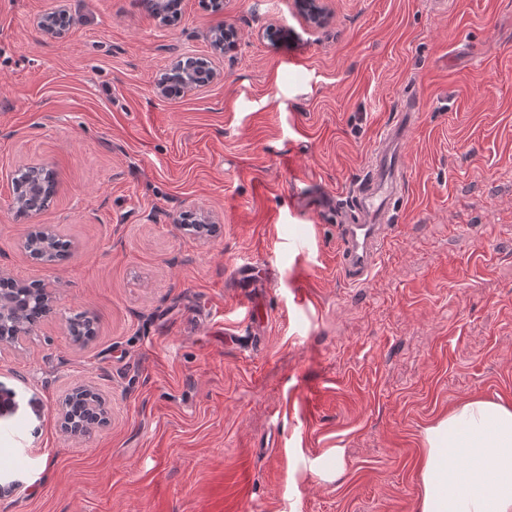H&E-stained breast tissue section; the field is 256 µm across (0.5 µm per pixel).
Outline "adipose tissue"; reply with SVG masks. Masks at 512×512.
I'll use <instances>...</instances> for the list:
<instances>
[{
	"label": "adipose tissue",
	"instance_id": "ef3b65f1",
	"mask_svg": "<svg viewBox=\"0 0 512 512\" xmlns=\"http://www.w3.org/2000/svg\"><path fill=\"white\" fill-rule=\"evenodd\" d=\"M419 512H512V402L463 400L424 433Z\"/></svg>",
	"mask_w": 512,
	"mask_h": 512
}]
</instances>
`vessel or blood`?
<instances>
[{
  "label": "vessel or blood",
  "instance_id": "obj_1",
  "mask_svg": "<svg viewBox=\"0 0 512 512\" xmlns=\"http://www.w3.org/2000/svg\"><path fill=\"white\" fill-rule=\"evenodd\" d=\"M420 118L419 103L406 102L376 142L354 203L355 219L338 226L339 269L352 283L364 281L380 260L397 220L396 203L404 193L405 137Z\"/></svg>",
  "mask_w": 512,
  "mask_h": 512
}]
</instances>
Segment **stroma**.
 I'll return each instance as SVG.
<instances>
[{
	"instance_id": "stroma-1",
	"label": "stroma",
	"mask_w": 512,
	"mask_h": 512,
	"mask_svg": "<svg viewBox=\"0 0 512 512\" xmlns=\"http://www.w3.org/2000/svg\"><path fill=\"white\" fill-rule=\"evenodd\" d=\"M58 5L0 0V269L57 289L0 349V512H418L426 427L512 401V0H327L322 28L294 0H182L169 25L68 0L51 39ZM225 22L222 80L159 96ZM409 97L397 224L355 285L317 196L350 202ZM45 163L56 196L15 220L14 176ZM204 217L217 236L188 228ZM37 223L65 260L23 251ZM77 383L110 422L70 438ZM70 13L66 9H59L40 17L37 21L38 29L48 37H60L70 25ZM85 389L89 395L87 408L88 423L85 426H74L68 407L64 399L59 403L58 412L60 416V426L66 435L78 438L90 433L93 429L104 426L108 421V411L105 399L101 394L90 385H78Z\"/></svg>"
}]
</instances>
